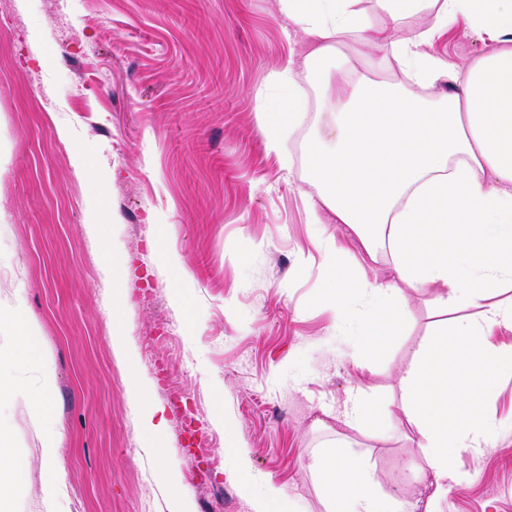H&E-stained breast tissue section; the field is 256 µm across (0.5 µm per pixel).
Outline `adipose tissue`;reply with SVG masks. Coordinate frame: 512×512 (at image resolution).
<instances>
[{
	"mask_svg": "<svg viewBox=\"0 0 512 512\" xmlns=\"http://www.w3.org/2000/svg\"><path fill=\"white\" fill-rule=\"evenodd\" d=\"M360 2L279 0L282 17L310 47L276 73L288 97L267 98L258 127L268 152L287 158L288 133L309 121L295 71L320 89L326 118L303 144L320 188L308 201L310 221L328 214L353 231L369 258L387 250L396 273L389 283L356 277L338 261L344 241L322 244L333 283L324 304L343 318L362 300L378 301L366 317L365 357L399 336L409 318L406 290L434 289L453 315L419 346L396 404L441 495L461 454L492 440L496 428L480 398L499 374L512 372V345L490 340L495 329L512 328V0H376L381 25ZM461 17L485 31L493 48L456 68L427 47ZM408 19L427 25L399 36ZM350 42L364 48L372 69L398 60L414 87L357 74L344 52ZM443 83L447 91L432 95ZM34 364L40 388L0 386V402L27 401L47 421L52 371L45 359ZM312 469L326 512H410L407 501L375 489L359 455L332 448L314 457Z\"/></svg>",
	"mask_w": 512,
	"mask_h": 512,
	"instance_id": "adipose-tissue-1",
	"label": "adipose tissue"
}]
</instances>
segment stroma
<instances>
[{
    "label": "stroma",
    "instance_id": "obj_1",
    "mask_svg": "<svg viewBox=\"0 0 512 512\" xmlns=\"http://www.w3.org/2000/svg\"><path fill=\"white\" fill-rule=\"evenodd\" d=\"M283 25L278 0H0V306L21 304L38 323L61 437L44 463L42 420L24 403L0 406L22 472L0 512H173L171 471L192 512H254L268 480L291 512H325L310 463L336 444L367 458L378 491L431 494L399 411L364 432L341 413L356 396L398 397L445 316L433 290L408 291L410 322L360 367V322L320 305L327 235L362 275L395 272L387 252L366 260L345 225L309 223L307 128L292 134L290 165L266 150L256 114L275 73L306 51ZM491 47L462 19L428 50L459 66ZM81 147L91 168L73 162ZM99 214L100 236L87 230ZM168 253L190 281L176 282ZM116 320L162 410L156 450L112 346ZM29 351L0 328V384L37 387ZM50 468L63 485L52 501ZM435 508L512 512V429L462 456Z\"/></svg>",
    "mask_w": 512,
    "mask_h": 512
}]
</instances>
